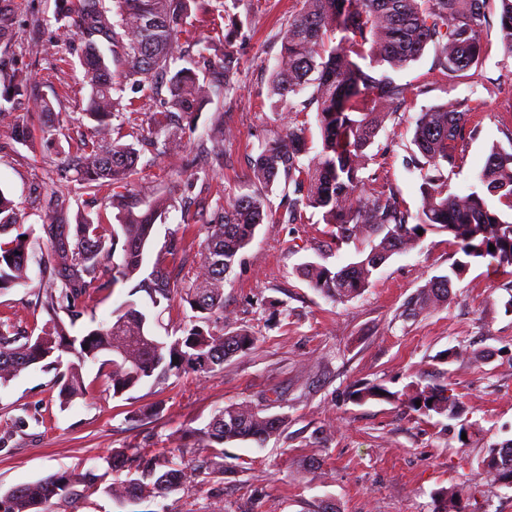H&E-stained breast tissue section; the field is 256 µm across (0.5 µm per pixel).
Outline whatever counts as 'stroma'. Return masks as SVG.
Segmentation results:
<instances>
[{
  "mask_svg": "<svg viewBox=\"0 0 512 512\" xmlns=\"http://www.w3.org/2000/svg\"><path fill=\"white\" fill-rule=\"evenodd\" d=\"M16 12L10 50L28 66L41 95L49 98L60 122L44 137L43 119L28 98L0 116V190L12 199L18 218L32 234L28 242L29 284L0 292V323L41 335L48 316L38 296L50 246L41 227L51 217L50 194L68 199L69 223L104 216L111 188L92 193L60 161L74 140L93 136L95 123L83 112L91 88L83 76L78 39H60L55 0H7ZM244 27L236 42L240 57L236 95L213 99L192 118L187 142L209 133L224 119V164L212 166L195 150L158 158L141 154L138 176L170 194L174 205L156 222L148 257L181 241L185 270L202 261L204 228L226 200L244 192L250 163L264 141L289 121L273 111L267 97L269 75L280 51L278 32L297 14L301 0H230ZM478 78H448L436 66L434 48L399 74L403 83L424 86L411 105L390 114L367 150L364 175L397 185L410 209L421 205L420 179L404 159L413 149L411 119L416 112L455 99L480 106L477 131L460 144L463 168L451 174V192L467 193L492 144H507L512 131V56L498 28ZM28 117L32 135L14 141V124ZM268 199L273 221L259 226L224 283V328L247 330L254 346L205 376L182 373L161 384L150 381L113 396L100 362L82 370L85 396L61 407L55 380L64 364L40 363L0 385V494L72 469L104 472L115 450L145 457L182 452L198 455L188 430L204 427L232 403L257 401L279 391L268 411L288 424L265 447L226 444L234 470L218 478L200 470L192 487L130 503L100 489L74 500H52L46 512H436L440 490L465 485L462 512H512V486L488 481L480 466L489 449L512 440V268L472 261L456 281L447 305L414 320L400 317L408 299L434 275H444L458 257L446 236L426 233L412 250L394 254L359 296L332 302L302 276L305 264L333 268L353 261V245H337L320 213L307 211L300 224L278 223L288 199L283 186ZM128 286L89 289L69 332L112 321ZM150 329L160 338L181 336L192 311L177 300L152 309ZM377 384L386 399L356 400V382ZM437 383L459 397L462 411L450 419L410 410L401 393ZM159 407V415L148 412Z\"/></svg>",
  "mask_w": 512,
  "mask_h": 512,
  "instance_id": "obj_1",
  "label": "stroma"
}]
</instances>
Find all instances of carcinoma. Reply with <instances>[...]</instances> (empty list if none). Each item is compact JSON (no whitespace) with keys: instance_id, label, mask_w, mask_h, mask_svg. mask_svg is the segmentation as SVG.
<instances>
[{"instance_id":"obj_1","label":"carcinoma","mask_w":512,"mask_h":512,"mask_svg":"<svg viewBox=\"0 0 512 512\" xmlns=\"http://www.w3.org/2000/svg\"><path fill=\"white\" fill-rule=\"evenodd\" d=\"M56 0L55 18L69 19L67 34L80 40L81 64L91 87L84 112L96 122L97 139L79 140L67 154L66 165L85 188L103 183L115 196H143L147 208L126 211L117 224L103 219L77 224H44L51 254L45 266L44 301L48 330L35 338L7 324H0V383L38 364L56 352L69 354L65 372L57 379L60 405L84 396L82 367L104 352L112 354L108 376L112 395L121 396L151 377L162 381L171 373L208 374L224 369V362L253 346L244 330L224 332V279L241 252L268 218L266 198L278 181L293 188L288 198L286 223L305 219L309 209L321 212L322 221L334 228L336 242L355 245L356 261L332 270L308 263L302 274L310 286L333 302L353 298L370 284L373 272L393 254L421 239L418 230L443 233L462 252L450 273L426 280L406 303L402 316L416 318L448 303L453 279L460 278L472 259L488 265L512 267V220L498 205L512 210V150L491 147L477 176L480 187L464 195L449 191L446 173L463 164L459 141L473 133L477 107L467 100L434 105L413 120L416 151L407 164L419 171L421 206L411 213L399 190L391 184L366 189L361 159L374 142L385 111L406 106L422 93L419 86L398 82L391 73L407 68L432 46L444 74L457 76L476 68L483 57L491 0H304V6L280 31V52L271 73L272 106L289 113L316 112L321 150L309 156L308 127L288 121L284 132L267 141L252 169L251 189L227 201L213 223L206 226L203 260L186 279L172 277L179 251L170 246L156 255L151 272L139 273L156 221L170 205V197L151 186L137 184L139 151L122 143L123 128L113 124L123 110L126 89L157 97L162 110L155 119L154 138L140 136L143 149L165 155L187 148L186 123L203 104L237 92L239 59L232 35L241 30L229 14L226 0H214L212 10L224 13V51L210 76L195 67H179L189 56L180 35L190 17L191 0ZM498 2L502 42L512 55V0ZM340 33L337 43L332 35ZM112 53L107 59L100 49ZM311 89L303 100L296 97ZM17 97L34 100V108L50 117L52 102L36 95L28 72L14 60L9 48L0 51V114ZM196 150L217 164L224 163V129L196 144ZM124 192H119V189ZM497 198L492 203L490 198ZM0 291L28 285L27 247L30 236L20 230L12 201L0 190ZM495 250H489V245ZM121 261L115 262L116 251ZM112 282L135 281L129 299L112 311V323L82 336H72L59 318L71 319L76 301L106 273ZM145 293L154 304L178 298L197 313L184 335L168 343L152 335L146 312L133 296ZM179 363H173V359ZM420 404H415V401ZM417 412L449 418L461 412V402L446 385L425 386L407 399ZM288 424L286 415H268L266 408L249 402L230 404L204 427L194 431L197 446L208 456L196 468L224 473V445L251 441L263 446ZM138 454L116 451L105 458L113 473L130 468ZM483 471L498 484L512 483V442L494 448L482 460ZM194 468V469H196ZM194 469L167 459L149 460L139 477L116 480L104 488L113 496L136 502L164 491L185 490ZM103 476L90 469L62 472L10 488L0 496V512H41L52 499L80 496L79 487H91ZM463 486L439 492L437 512H460Z\"/></svg>"}]
</instances>
